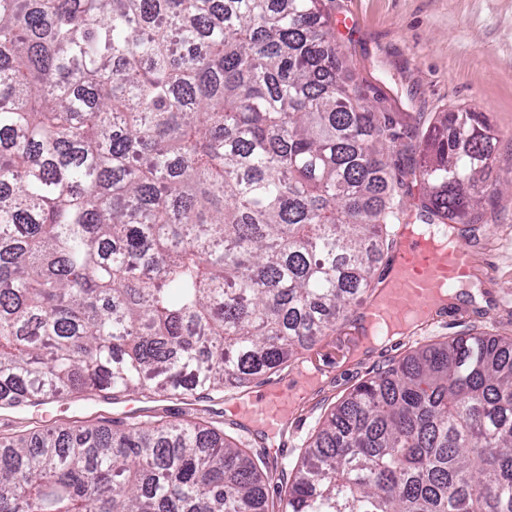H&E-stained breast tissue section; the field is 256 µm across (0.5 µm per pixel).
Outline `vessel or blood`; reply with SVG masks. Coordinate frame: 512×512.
Listing matches in <instances>:
<instances>
[{
    "label": "vessel or blood",
    "mask_w": 512,
    "mask_h": 512,
    "mask_svg": "<svg viewBox=\"0 0 512 512\" xmlns=\"http://www.w3.org/2000/svg\"><path fill=\"white\" fill-rule=\"evenodd\" d=\"M386 266L381 287L360 307L364 326L374 334L414 321H428L442 297L470 274L472 253L454 237L439 243L422 234L402 231ZM233 412L272 432L293 417L295 400L274 383L261 399H238Z\"/></svg>",
    "instance_id": "1"
}]
</instances>
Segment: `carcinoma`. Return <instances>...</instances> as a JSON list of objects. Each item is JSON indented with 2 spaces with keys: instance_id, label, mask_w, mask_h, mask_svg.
I'll return each mask as SVG.
<instances>
[{
  "instance_id": "cac0c4a2",
  "label": "carcinoma",
  "mask_w": 512,
  "mask_h": 512,
  "mask_svg": "<svg viewBox=\"0 0 512 512\" xmlns=\"http://www.w3.org/2000/svg\"><path fill=\"white\" fill-rule=\"evenodd\" d=\"M398 122L322 0H0V382L235 394L372 294L397 224H477L497 138ZM420 186L404 208L396 186ZM265 459L183 420L0 437V512H512V337L418 347Z\"/></svg>"
}]
</instances>
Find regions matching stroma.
Listing matches in <instances>:
<instances>
[{
  "mask_svg": "<svg viewBox=\"0 0 512 512\" xmlns=\"http://www.w3.org/2000/svg\"><path fill=\"white\" fill-rule=\"evenodd\" d=\"M325 2L331 35L357 83L368 96L382 98L406 131L397 156L401 167L419 159L416 135L437 113L467 106L490 113L498 138L489 181L512 183V0ZM452 233L472 252L473 277L441 314L377 346L357 324H340L270 381L247 387L256 399L271 381L301 392L295 419L276 440L232 414L230 396L152 400L136 393L114 402L91 394L11 413L0 409V437L47 425L122 428L134 421L187 419L238 436L252 451L268 452L274 468H292L300 462L301 445L334 403L416 347L472 330L512 336V196L487 207L482 223L458 224Z\"/></svg>",
  "mask_w": 512,
  "mask_h": 512,
  "instance_id": "obj_1",
  "label": "stroma"
}]
</instances>
